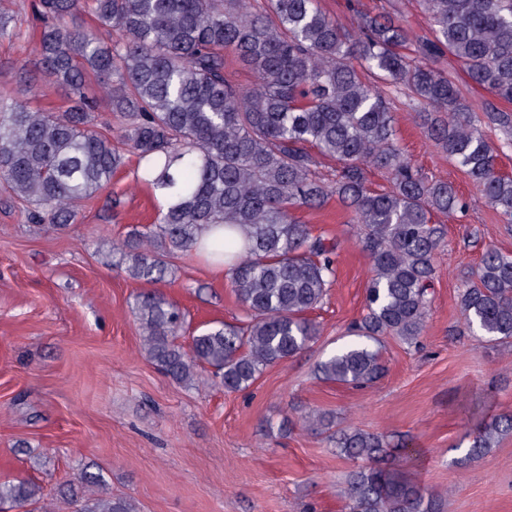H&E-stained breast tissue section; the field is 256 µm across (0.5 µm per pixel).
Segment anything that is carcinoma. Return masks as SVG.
<instances>
[{"mask_svg": "<svg viewBox=\"0 0 512 512\" xmlns=\"http://www.w3.org/2000/svg\"><path fill=\"white\" fill-rule=\"evenodd\" d=\"M433 38L423 54H451L469 79L512 102V0H419ZM45 26L36 48L45 80L65 87L63 112L30 109L0 95V180L38 219L60 228L78 205L112 181L125 156L137 157L143 181L160 198L157 223L112 241L113 265L133 280L160 283L172 260L204 250L224 265L247 319L219 323L178 342L185 315L164 293L134 298L141 347L171 379L188 383L206 369L227 393L245 391L263 371L313 343L306 314L327 296L339 243L301 223L294 211L336 197L360 226L371 265L366 314L355 339L317 366L318 377L353 387L383 372L382 339L418 342L429 313L435 258L444 228L435 214L462 212L455 187L426 176L400 148L389 99L360 69L411 90L424 106L425 135L460 165L484 199L512 224V177L497 168L485 123L512 129V116L478 115L435 66L402 52L410 41L396 14L367 16L342 30L320 0H41ZM86 9L96 25L69 24ZM115 33L105 41L101 32ZM256 80L226 79L224 53ZM102 80L115 136L98 130L99 108L85 94ZM340 163L330 184L313 170L310 149ZM387 172L390 186H367L366 168ZM211 230L203 243L201 232ZM462 324L490 341L512 340V255L486 249L459 293ZM512 432V416L475 424L465 458L485 455ZM336 456L356 466L346 474L344 512H440L439 502L408 478L400 463L416 449L387 436L349 428L336 433ZM74 512H136L115 498L100 472L81 470L63 492ZM42 486L0 482L3 505L41 512Z\"/></svg>", "mask_w": 512, "mask_h": 512, "instance_id": "obj_1", "label": "carcinoma"}]
</instances>
